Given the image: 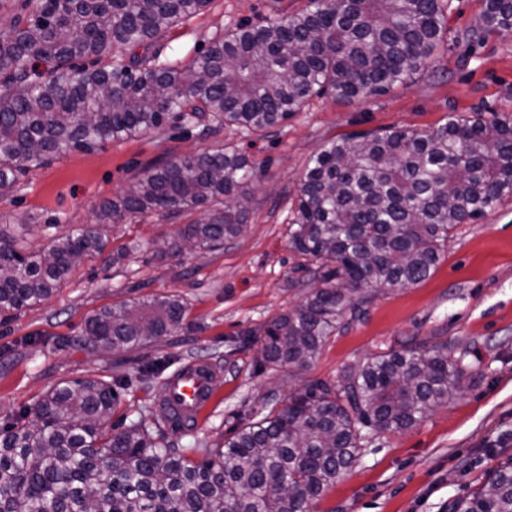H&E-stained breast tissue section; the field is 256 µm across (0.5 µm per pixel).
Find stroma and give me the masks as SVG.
<instances>
[{
    "label": "stroma",
    "mask_w": 512,
    "mask_h": 512,
    "mask_svg": "<svg viewBox=\"0 0 512 512\" xmlns=\"http://www.w3.org/2000/svg\"><path fill=\"white\" fill-rule=\"evenodd\" d=\"M307 0H212L201 14L171 26L154 44L162 62H189L225 31L284 20ZM448 49L404 86L352 103L312 98L281 126L247 133L226 127L215 136L186 121L95 150L68 151L50 165L29 167L0 189V225L26 226L33 246L49 232L95 223L140 172L224 144L238 147L260 170L248 202V224L223 250L175 258L163 243L204 219L190 211L170 220L130 217L107 231L104 257L85 260L47 300L0 312V427L33 411L50 387L66 379L131 377L115 419L135 420L158 409L167 379L193 361L210 363L216 399L193 435L166 430L177 448H210L237 427L259 419L266 403L287 401L305 382H333L341 369L410 343L467 351L460 393L396 434L373 436L340 472L313 512H451L453 502L483 482L488 469L512 457L493 442L512 429V196L481 219L460 225L436 268L408 287L369 293L359 318L324 344L303 371L262 360L256 339L273 317L297 307L306 291L291 287L304 259L288 246L299 179L328 140L353 132L408 127L429 131L452 112L512 113V38L490 34L471 44L483 0H452ZM183 298L182 328L147 346L103 353L83 340L84 324L100 310L151 295ZM162 364L149 383L142 367Z\"/></svg>",
    "instance_id": "1"
}]
</instances>
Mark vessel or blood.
I'll list each match as a JSON object with an SVG mask.
<instances>
[{
    "label": "vessel or blood",
    "instance_id": "vessel-or-blood-1",
    "mask_svg": "<svg viewBox=\"0 0 512 512\" xmlns=\"http://www.w3.org/2000/svg\"><path fill=\"white\" fill-rule=\"evenodd\" d=\"M214 375L203 363L184 366L166 384L165 404L179 421L199 420L215 399Z\"/></svg>",
    "mask_w": 512,
    "mask_h": 512
}]
</instances>
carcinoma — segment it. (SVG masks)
<instances>
[{
    "label": "carcinoma",
    "mask_w": 512,
    "mask_h": 512,
    "mask_svg": "<svg viewBox=\"0 0 512 512\" xmlns=\"http://www.w3.org/2000/svg\"><path fill=\"white\" fill-rule=\"evenodd\" d=\"M211 0H25L30 15L0 32V188L65 150L138 137L170 120L263 132L330 93L352 102L386 94L448 49L447 0H309L288 22L239 26L186 64L160 65L136 48ZM512 36V0H484L466 35ZM112 57L108 68L78 64ZM46 71L36 72L38 64ZM256 168L230 146L151 166L104 204L96 225L30 251L0 231V311L36 305L87 257L104 253V224L203 209L167 252L218 250L244 231ZM512 195V113H451L430 132L389 128L333 139L309 161L289 225L290 247L317 263L295 309L263 329L264 362L303 370L366 290L413 285L435 269L461 224ZM175 295L104 308L84 328L105 352L176 332ZM465 353L410 346L346 365L333 384L288 401L216 448H172L152 414L111 424L126 376L50 388L0 429V512H312L375 433L401 432L462 388ZM112 476L101 475L103 450ZM455 512H512V459Z\"/></svg>",
    "instance_id": "carcinoma-1"
}]
</instances>
